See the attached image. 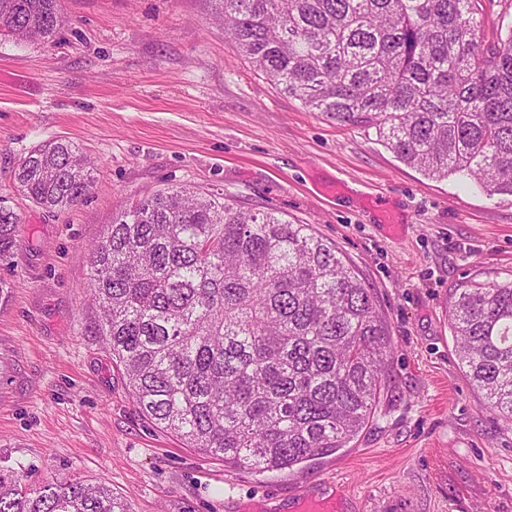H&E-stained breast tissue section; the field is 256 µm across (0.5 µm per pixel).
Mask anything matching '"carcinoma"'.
<instances>
[{
    "mask_svg": "<svg viewBox=\"0 0 512 512\" xmlns=\"http://www.w3.org/2000/svg\"><path fill=\"white\" fill-rule=\"evenodd\" d=\"M224 38L314 112L375 129L424 175L512 195V28L486 43L477 0H219ZM59 0H0V36L45 41ZM14 178L55 213L95 179L65 137ZM20 219L0 205V263ZM99 333L139 412L228 467L282 471L349 446L385 385L388 329L370 289L307 224L220 194L159 191L87 251ZM461 368L512 426V282L470 283L448 310ZM0 512H129L112 490L0 468Z\"/></svg>",
    "mask_w": 512,
    "mask_h": 512,
    "instance_id": "1",
    "label": "carcinoma"
}]
</instances>
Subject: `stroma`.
I'll use <instances>...</instances> for the list:
<instances>
[{
	"instance_id": "stroma-1",
	"label": "stroma",
	"mask_w": 512,
	"mask_h": 512,
	"mask_svg": "<svg viewBox=\"0 0 512 512\" xmlns=\"http://www.w3.org/2000/svg\"><path fill=\"white\" fill-rule=\"evenodd\" d=\"M54 38L0 37V197L20 216L0 265V466L112 490L129 512H287L304 488L350 512H512V427L458 364L457 288L512 281V195L435 179L374 129L310 111L230 43L215 0H60ZM96 186L48 213L14 170L56 137ZM171 186L307 224L370 288L392 352L377 410L337 454L226 468L144 418L97 332L82 255L113 217Z\"/></svg>"
}]
</instances>
